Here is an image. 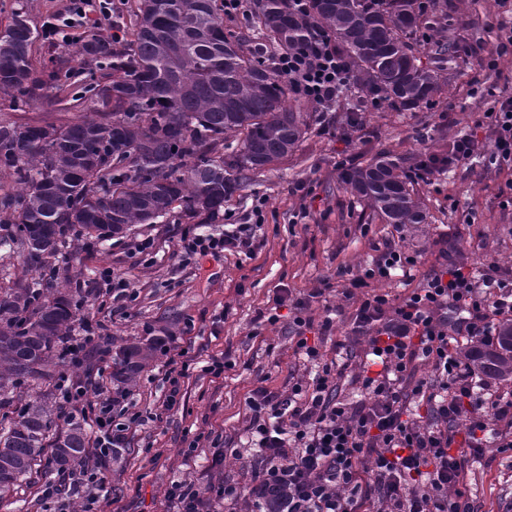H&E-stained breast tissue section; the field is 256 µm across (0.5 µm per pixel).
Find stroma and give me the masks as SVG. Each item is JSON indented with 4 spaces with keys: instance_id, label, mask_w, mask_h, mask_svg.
I'll list each match as a JSON object with an SVG mask.
<instances>
[{
    "instance_id": "stroma-1",
    "label": "stroma",
    "mask_w": 512,
    "mask_h": 512,
    "mask_svg": "<svg viewBox=\"0 0 512 512\" xmlns=\"http://www.w3.org/2000/svg\"><path fill=\"white\" fill-rule=\"evenodd\" d=\"M509 19L512 0H438L427 15V38L417 46L422 63L441 67L448 79L430 107L413 112L370 107L361 113L362 128L355 130L344 123L345 109L326 118L302 103L308 130L296 151L249 173L226 200L223 220L194 227L201 234H218L228 224L253 223L252 209L258 199H265V222L253 258L224 253L182 265L181 224H137L108 245L92 239L69 241L59 264L80 280L85 296L73 324L76 342L84 340L85 323H98L104 341L170 336L191 359L169 411L161 409L171 389L165 376L167 355L159 356L129 396L121 418L128 426L127 451L99 493L101 512H163L175 481L202 492L224 481L249 482L247 460L231 454L215 460L212 439L246 446L247 397L257 379L266 378L272 391L284 394L296 380L313 373L295 351L288 308H277L274 323L257 318L259 312L275 308L278 289L303 294L321 280L330 281L329 291L310 314L319 322L327 309L338 310L333 329L317 342L326 361L344 367L341 395L354 401L367 339L353 333L348 317L367 294L386 292L400 298L417 287L443 238L459 249L470 268H479L488 258L512 267V208L502 209L499 198L512 170H498L490 156L438 174L431 182L415 181L427 220L401 231L380 223L340 181L343 168L367 164L381 152L400 158L409 170L422 154L447 153L458 135L475 131L486 136V129L476 123L500 91L512 92V49L494 71L478 69L465 59L462 47L481 41L495 48L497 26ZM439 41L458 44V52L437 61ZM83 112L71 87L60 91L56 102L16 111L0 100V120L61 123ZM388 241L413 254L416 267L352 288V279L372 265ZM109 270L127 279L128 299L97 297L96 287ZM224 353L234 369L218 378L205 374L210 358ZM464 484L480 512H512V458L497 457L489 467L474 465Z\"/></svg>"
}]
</instances>
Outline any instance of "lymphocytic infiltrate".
<instances>
[{"label": "lymphocytic infiltrate", "instance_id": "1", "mask_svg": "<svg viewBox=\"0 0 512 512\" xmlns=\"http://www.w3.org/2000/svg\"><path fill=\"white\" fill-rule=\"evenodd\" d=\"M111 18L112 0H69L67 17L47 22L45 34L52 39L84 20L99 26ZM275 67L321 112L334 111L351 87L347 56L316 30L303 49L279 53ZM482 121L492 132V145L461 135L448 156L422 157L415 177L430 181L487 149L498 166L512 169V93L501 92ZM253 216V223L233 224L216 235L183 234L182 262L226 251L253 256L257 227L264 222L262 204H255ZM324 293L318 287L297 297L283 288L274 299L293 314L298 351L320 368L285 396L260 382L251 389L249 443L258 464L250 484L227 483L204 495L180 485L169 502L177 504V512H212V502L220 499L224 512H238L244 495L284 485L287 512H367L374 501L382 512H478L461 477L473 464L491 465L486 448L512 452V393L478 378L452 346L461 339L470 345L491 341L492 318L512 316V269L489 259L473 271L454 247L443 246L417 288L400 302L380 293L364 298L351 316L352 330L367 336L377 370L359 376L361 397L352 403L338 397L342 369L322 362L318 346L306 337L316 327L324 333L332 329V318L317 326L309 314ZM421 360L431 363L430 378L419 377ZM420 401L426 413L412 417L410 407ZM112 407V396H104L94 417L97 453L81 469L59 471L57 481L47 483L43 496L56 500L58 512H68L85 483L108 482L111 450L126 442Z\"/></svg>", "mask_w": 512, "mask_h": 512}]
</instances>
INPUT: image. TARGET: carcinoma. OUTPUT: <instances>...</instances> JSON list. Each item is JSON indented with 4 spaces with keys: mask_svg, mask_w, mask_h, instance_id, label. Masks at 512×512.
<instances>
[{
    "mask_svg": "<svg viewBox=\"0 0 512 512\" xmlns=\"http://www.w3.org/2000/svg\"><path fill=\"white\" fill-rule=\"evenodd\" d=\"M223 0H137L123 48L105 34L79 49L93 63L81 83L85 111L62 124L0 121V248L49 277L17 279L0 291V499L47 457L73 469L88 455L85 421L64 419L52 391L25 401L32 381H51L66 362L81 293L54 280L51 260L70 238L112 239L109 226L179 224L224 215V201L247 174L292 153L306 121L293 86L267 63L263 46L296 49L312 27L327 31L349 58L358 107L378 101L397 111L434 104L441 69L421 65L415 44L420 0H312L299 19L291 0H264L249 15L252 44L224 33ZM39 38L21 8L0 29V98L15 104L51 98L70 69L37 63ZM238 138L224 153V140ZM342 182L385 224H423L426 213L410 176L387 154L351 167ZM55 293L47 295L45 290ZM165 336L112 337V389L129 394L163 352ZM478 374L512 379V320L496 342L471 351ZM288 487L267 496L281 512Z\"/></svg>",
    "mask_w": 512,
    "mask_h": 512,
    "instance_id": "cac0c4a2",
    "label": "carcinoma"
}]
</instances>
